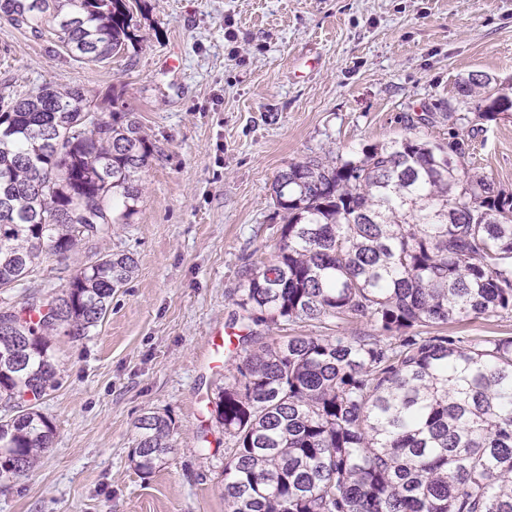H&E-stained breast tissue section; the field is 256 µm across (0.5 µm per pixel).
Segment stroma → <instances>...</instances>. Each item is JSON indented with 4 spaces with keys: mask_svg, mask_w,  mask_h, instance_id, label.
<instances>
[{
    "mask_svg": "<svg viewBox=\"0 0 512 512\" xmlns=\"http://www.w3.org/2000/svg\"><path fill=\"white\" fill-rule=\"evenodd\" d=\"M142 40L104 63L74 60L0 16V93L82 87L119 95L154 146L131 223L50 259L0 291L21 307L89 258L122 251L130 281L89 336L52 339L59 386L39 404L53 443L25 476L0 481V512H224V449L213 418L225 332L248 263L267 257L283 216L271 185L291 160L334 159L409 133L448 138L458 82L483 72L512 95V0H130ZM469 161L512 191V112L465 113ZM177 428L165 465L132 461L146 411Z\"/></svg>",
    "mask_w": 512,
    "mask_h": 512,
    "instance_id": "35a3bbf8",
    "label": "stroma"
}]
</instances>
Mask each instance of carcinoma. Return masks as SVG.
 Masks as SVG:
<instances>
[{
	"label": "carcinoma",
	"mask_w": 512,
	"mask_h": 512,
	"mask_svg": "<svg viewBox=\"0 0 512 512\" xmlns=\"http://www.w3.org/2000/svg\"><path fill=\"white\" fill-rule=\"evenodd\" d=\"M35 37L77 61L141 45L127 0H0ZM460 107L512 111L471 74ZM100 112L79 87L0 97V289L16 287L114 224H128L153 156L134 113ZM469 140L417 133L357 156L289 162L273 182L283 212L269 257L233 299L237 345L216 423L226 512H512V336L444 325L512 318V192L467 163ZM136 268L126 253L78 266L60 292L0 310V475H24L55 427L36 409L57 385L51 336L80 340ZM319 322L336 334L271 336ZM366 329L346 334L350 324ZM168 414L135 423L145 475L173 449Z\"/></svg>",
	"instance_id": "obj_1"
}]
</instances>
